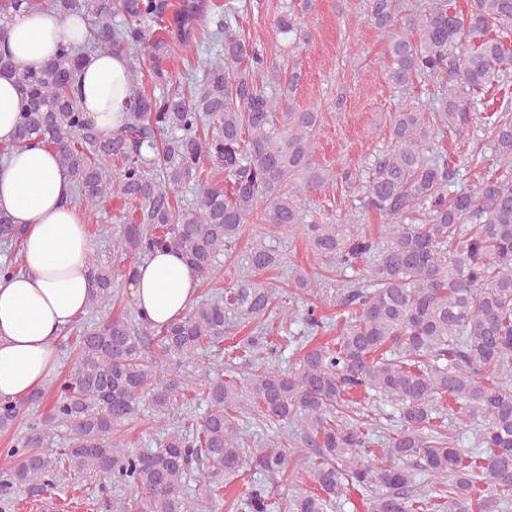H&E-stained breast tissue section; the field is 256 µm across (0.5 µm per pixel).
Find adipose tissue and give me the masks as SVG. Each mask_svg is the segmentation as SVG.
<instances>
[{"label": "adipose tissue", "instance_id": "obj_1", "mask_svg": "<svg viewBox=\"0 0 512 512\" xmlns=\"http://www.w3.org/2000/svg\"><path fill=\"white\" fill-rule=\"evenodd\" d=\"M85 24L34 13L17 18L9 48L25 67L41 68L60 43L78 42ZM78 104L98 131L112 133L127 100V63L109 53L88 58ZM72 180L54 152L39 146L13 153L0 167V209L24 226V271L0 276V396L43 389L57 362L61 330L87 309L90 241L81 212L70 203ZM201 281L177 252L151 253L135 269L132 291L140 317L162 325L181 318Z\"/></svg>", "mask_w": 512, "mask_h": 512}]
</instances>
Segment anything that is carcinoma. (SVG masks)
I'll use <instances>...</instances> for the list:
<instances>
[{
    "label": "carcinoma",
    "mask_w": 512,
    "mask_h": 512,
    "mask_svg": "<svg viewBox=\"0 0 512 512\" xmlns=\"http://www.w3.org/2000/svg\"><path fill=\"white\" fill-rule=\"evenodd\" d=\"M402 0H367V17L386 30ZM263 0H0V44L14 20L26 13L81 14L84 43L62 45L39 70H30L0 50V76L9 78L25 107L19 112L11 151L43 144L57 152L73 183V201L93 207L107 196L128 205V223L112 240L113 252L148 255L179 251L207 280L224 247L240 239L245 224L261 215L279 230L300 228L312 253L338 269L371 255L361 281L339 289L336 299L348 316L336 338L304 348L292 373L257 371L225 379L212 375L206 357L224 351L226 315L265 322L278 304L279 289L247 280L224 300L200 301L182 319L164 327L111 318L75 338L77 357L49 413L30 422L8 449L13 458L0 472V490L24 487L47 491L64 474L103 476L130 495L113 512H214L223 488L251 453L272 476L288 471L291 453L273 441L246 448L238 427L239 409H257L271 423L299 420L309 449L307 480L315 492L270 501L253 485L236 499L240 512H332L349 490L369 494L367 512H495L512 498V388L494 374L512 371V113L492 122L494 158L472 188L448 195L446 155L434 153L435 138L460 132L470 123L475 100L489 85L512 76V0H428L385 46L387 75L397 90L418 79L455 75L453 90L425 112L409 106L397 113L393 146L369 172L365 206L391 221L381 246L350 218L338 224L306 222L291 181L321 186L325 170L315 166L318 113L293 104L301 74L282 82L264 49L246 40L240 20ZM121 20H116V17ZM278 37L300 38L295 0L274 19ZM194 43L207 55L185 83L157 60L150 77L166 86L157 95L145 88L139 55L159 52L165 36ZM94 52L129 61V95L118 131L103 135L78 106V75ZM212 125L201 136L204 124ZM224 171L226 184L208 181L204 159ZM194 186L189 205L173 203L180 187ZM426 211L422 224H407ZM24 228L0 210V242L17 251L0 265V275L22 272L19 248ZM280 264L275 250L255 247L252 272ZM88 308L112 305V262L91 259ZM294 287L311 297L306 324L317 334L315 314L324 296L299 275ZM271 347L267 337L249 336L230 346L244 361ZM172 367L164 384H152L158 364ZM194 366L209 410L200 423L182 416L154 450L131 448L127 425L140 412L144 390L154 386L153 405L165 415L185 394L181 368ZM391 403L401 429L383 455L389 464L364 462L369 451L368 420L357 396ZM44 392L0 399V431L22 422ZM454 402L464 425L484 421L477 456L458 447L437 418ZM71 431L67 445L50 456L57 428ZM412 460L430 473L438 498L414 486L398 462ZM345 462L342 469L337 462ZM207 468L209 480L187 491L194 472Z\"/></svg>",
    "instance_id": "1"
}]
</instances>
